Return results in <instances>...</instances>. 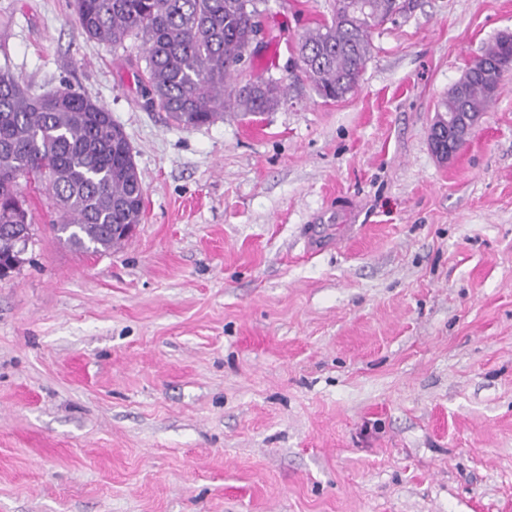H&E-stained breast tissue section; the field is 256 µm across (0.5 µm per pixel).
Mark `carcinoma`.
Masks as SVG:
<instances>
[{"instance_id":"carcinoma-1","label":"carcinoma","mask_w":512,"mask_h":512,"mask_svg":"<svg viewBox=\"0 0 512 512\" xmlns=\"http://www.w3.org/2000/svg\"><path fill=\"white\" fill-rule=\"evenodd\" d=\"M406 8V0H336L329 22L298 42L304 73L329 100L354 92L371 51L373 31ZM75 22L91 40L118 45L136 35L145 45L148 104L184 127L208 125L226 112L260 114L279 106L281 81L258 74L232 81L258 29L255 0H74ZM493 60L512 68V38L498 36L470 66ZM501 77H470L452 89L439 112L471 118L485 111ZM44 187L55 235L78 251L105 253L142 223L144 188L123 129L101 103L64 84L33 97L0 74V279L23 259L15 241L31 217L19 180Z\"/></svg>"}]
</instances>
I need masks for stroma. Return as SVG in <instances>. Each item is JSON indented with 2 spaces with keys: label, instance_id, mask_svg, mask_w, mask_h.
Masks as SVG:
<instances>
[{
  "label": "stroma",
  "instance_id": "obj_1",
  "mask_svg": "<svg viewBox=\"0 0 512 512\" xmlns=\"http://www.w3.org/2000/svg\"><path fill=\"white\" fill-rule=\"evenodd\" d=\"M335 0H257L241 75L270 112L183 128L145 47L73 0H0V73L69 84L124 129L132 237L35 235L0 280V512H512V70L459 152L438 106L512 0H412L330 101L297 45Z\"/></svg>",
  "mask_w": 512,
  "mask_h": 512
}]
</instances>
